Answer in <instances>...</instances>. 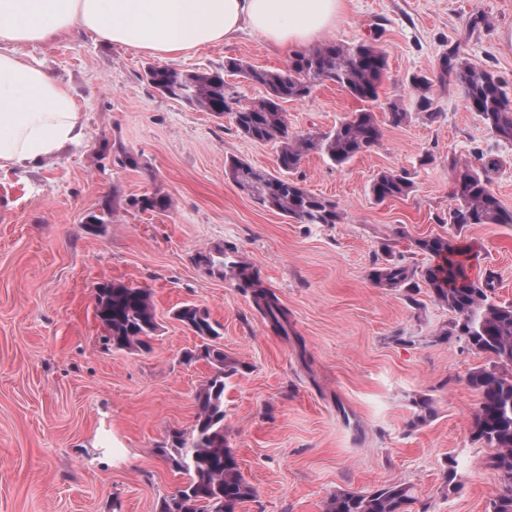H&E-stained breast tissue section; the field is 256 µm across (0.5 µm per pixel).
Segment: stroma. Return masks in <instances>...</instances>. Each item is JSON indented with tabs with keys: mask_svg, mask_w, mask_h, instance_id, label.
I'll use <instances>...</instances> for the list:
<instances>
[{
	"mask_svg": "<svg viewBox=\"0 0 512 512\" xmlns=\"http://www.w3.org/2000/svg\"><path fill=\"white\" fill-rule=\"evenodd\" d=\"M484 16L485 26L467 22ZM512 0H346L324 42L378 40L389 68L372 109L381 139L337 167L316 154L295 177L336 202L337 224H300L242 193L224 173L238 158L275 172L277 147L242 137L229 117L166 97L146 66L216 71L225 57L270 70L291 56L256 37L163 57L81 33L27 53L70 88L87 140L24 172H0V512H159L187 480L159 452L190 428L210 373L184 356L200 340L174 317L186 303L222 326L239 364L224 390V436L255 490L237 512H323L330 495L405 481L427 512H489L501 484L469 423L468 383L486 358L436 340L453 315L420 285L386 288L372 273L404 257L431 262L416 239L448 236L455 205L450 159L494 161L490 186L512 210V142L470 112L459 86L434 83L437 115L411 109L409 78L433 72L457 44L472 66L512 82ZM409 109L393 125L386 109ZM361 104L332 82L285 103L293 134L324 132ZM134 164H127V157ZM409 171L405 198L376 202L382 170ZM168 206L143 211L142 197ZM471 279L494 276L512 302V224H473ZM231 244L288 310L276 334L232 271L209 273L198 252ZM150 289L160 329L150 352L117 350L95 315L94 288ZM435 414L418 420V403ZM458 489L441 491L449 460Z\"/></svg>",
	"mask_w": 512,
	"mask_h": 512,
	"instance_id": "obj_1",
	"label": "stroma"
}]
</instances>
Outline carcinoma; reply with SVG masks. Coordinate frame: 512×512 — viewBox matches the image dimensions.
<instances>
[{
  "label": "carcinoma",
  "mask_w": 512,
  "mask_h": 512,
  "mask_svg": "<svg viewBox=\"0 0 512 512\" xmlns=\"http://www.w3.org/2000/svg\"><path fill=\"white\" fill-rule=\"evenodd\" d=\"M387 70L385 49L375 41H362L351 46L330 43L299 53L285 70H269L226 58L221 72L149 67L145 77L168 97L186 100L218 117L230 116L244 138L278 145L274 174L260 172L239 159L228 162L226 174L241 191L301 224H337L342 214L336 202L306 191L293 175L303 157L311 153L341 167L370 151L381 138L375 113L363 109L328 131L292 135L283 104L307 98L324 81L335 82L356 100L372 104L379 100ZM226 75L262 86L265 95L253 103L242 102L236 86L224 79ZM450 78L461 86L469 110L477 113L498 138L512 141L509 83L491 70L470 66L457 45L441 57L436 74L411 75L415 110L428 119L434 118L429 90L433 80L446 82ZM448 166L456 200L449 212V224L456 235L415 241L420 251L433 258V264L425 269L416 272L400 258L375 270L373 278L381 286L401 288L420 274L436 301L455 315L440 328L437 339L446 341L455 336L489 358L490 366L477 368L468 377V383L479 395L469 429L475 441L493 450L488 464L501 474V486L491 499L490 512H512V303L493 299V277L482 283L469 278L466 268L472 249L459 239L471 224H512V211L491 190L488 166L474 168L455 159ZM413 188L409 172L388 169L376 174L371 194L382 203L406 197ZM236 252L234 245L209 250V271L222 275L224 268L233 269L238 288L251 294L271 328L288 335V311L263 285L257 271L231 260ZM94 300L95 315L106 329L112 348L150 349L148 339L156 335L159 323L149 289L121 281L100 282ZM174 316L200 339L198 350L190 352L187 361L203 360L211 372L195 393L192 427L170 432L160 447L165 460L188 475L182 487L163 499L160 512H237L238 505L255 494L224 438L225 379L237 372V366L220 347L221 325L207 310L185 304ZM418 502L413 486L395 482L368 492L339 491L326 501L324 512H416Z\"/></svg>",
  "instance_id": "cac0c4a2"
}]
</instances>
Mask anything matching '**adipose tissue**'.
<instances>
[{"instance_id": "adipose-tissue-1", "label": "adipose tissue", "mask_w": 512, "mask_h": 512, "mask_svg": "<svg viewBox=\"0 0 512 512\" xmlns=\"http://www.w3.org/2000/svg\"><path fill=\"white\" fill-rule=\"evenodd\" d=\"M343 0H0V170H24L87 137L80 107L24 45L78 31L167 56L247 32L282 49L311 45Z\"/></svg>"}]
</instances>
